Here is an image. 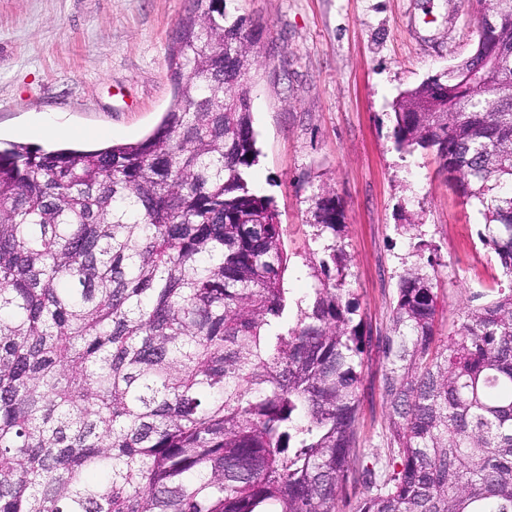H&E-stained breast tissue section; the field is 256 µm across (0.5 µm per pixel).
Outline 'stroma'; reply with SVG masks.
Here are the masks:
<instances>
[{
  "mask_svg": "<svg viewBox=\"0 0 512 512\" xmlns=\"http://www.w3.org/2000/svg\"><path fill=\"white\" fill-rule=\"evenodd\" d=\"M192 0H0V142L41 146L38 119L128 143L168 111L169 58ZM477 0H226L259 24L251 94L259 162L253 186L271 196L290 258L291 299L309 295L323 248L347 255L365 335L387 331L404 268L426 265L399 226L416 213L436 249V329L455 330L473 295L512 285L478 232V207L450 187L436 157L402 154L391 139L393 99L468 57ZM335 190L345 226L318 235L314 197ZM358 448L392 453L380 394L385 363L363 355Z\"/></svg>",
  "mask_w": 512,
  "mask_h": 512,
  "instance_id": "1",
  "label": "stroma"
}]
</instances>
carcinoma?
Segmentation results:
<instances>
[{"mask_svg": "<svg viewBox=\"0 0 512 512\" xmlns=\"http://www.w3.org/2000/svg\"><path fill=\"white\" fill-rule=\"evenodd\" d=\"M194 0L174 103L147 138L0 148V512H512V287L439 344L435 276L404 269L375 347L390 444L356 454L364 344L332 243L290 301L258 162L252 19ZM495 66L468 57L400 94L393 139L484 208L512 278V0H479ZM313 224L336 236L330 189ZM296 319L289 322L292 308Z\"/></svg>", "mask_w": 512, "mask_h": 512, "instance_id": "cac0c4a2", "label": "carcinoma"}]
</instances>
